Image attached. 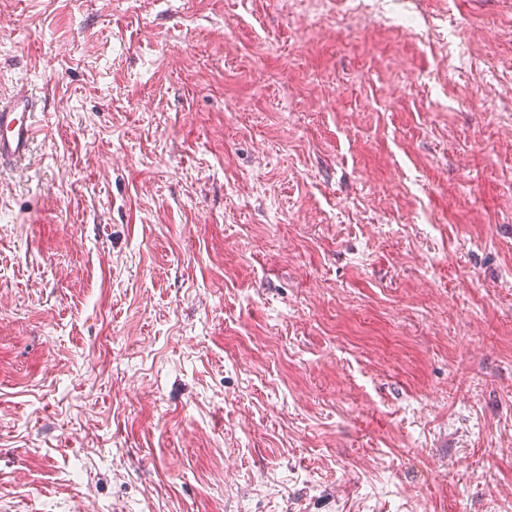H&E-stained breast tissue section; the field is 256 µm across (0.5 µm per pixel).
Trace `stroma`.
<instances>
[{"mask_svg":"<svg viewBox=\"0 0 512 512\" xmlns=\"http://www.w3.org/2000/svg\"><path fill=\"white\" fill-rule=\"evenodd\" d=\"M0 512H512V0H0ZM35 105L26 92L0 96V168H19L37 134Z\"/></svg>","mask_w":512,"mask_h":512,"instance_id":"1","label":"stroma"}]
</instances>
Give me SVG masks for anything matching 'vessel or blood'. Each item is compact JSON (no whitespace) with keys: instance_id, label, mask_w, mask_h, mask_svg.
<instances>
[{"instance_id":"b4317fda","label":"vessel or blood","mask_w":512,"mask_h":512,"mask_svg":"<svg viewBox=\"0 0 512 512\" xmlns=\"http://www.w3.org/2000/svg\"><path fill=\"white\" fill-rule=\"evenodd\" d=\"M37 134L35 105L26 92L0 96V168L21 167Z\"/></svg>"}]
</instances>
